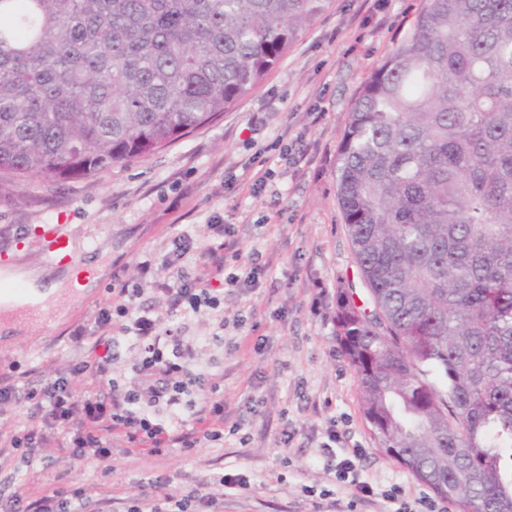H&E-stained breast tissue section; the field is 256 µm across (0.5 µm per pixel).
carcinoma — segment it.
I'll use <instances>...</instances> for the list:
<instances>
[{"mask_svg":"<svg viewBox=\"0 0 512 512\" xmlns=\"http://www.w3.org/2000/svg\"><path fill=\"white\" fill-rule=\"evenodd\" d=\"M327 0H0V189L145 159L252 93ZM336 193L366 300L336 342L382 451L512 512V0H424L361 88Z\"/></svg>","mask_w":512,"mask_h":512,"instance_id":"obj_1","label":"carcinoma"}]
</instances>
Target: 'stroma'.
<instances>
[{
  "label": "stroma",
  "instance_id": "1",
  "mask_svg": "<svg viewBox=\"0 0 512 512\" xmlns=\"http://www.w3.org/2000/svg\"><path fill=\"white\" fill-rule=\"evenodd\" d=\"M422 3L328 0L264 82L214 123L91 179L0 191V255L12 254L16 272L67 279V268L45 263L39 240L42 225L59 224L76 264L93 273L82 299L0 337V362H19L34 381L64 367L70 328L103 304L113 274L138 277L147 258L163 271L180 232L206 244L211 225L229 226L242 263L265 266L254 285H225L223 312L204 308L182 324L187 365L223 375L237 434L191 456L118 455L108 474L93 460L68 471L59 448H44L32 465L0 467V490L24 475L34 497L74 478L107 512H124L156 478L184 488L243 471L250 490L225 491L221 512H393L381 493L394 487L455 512L380 451L336 343L337 291L361 284L336 199L337 148L361 87ZM261 169L270 178L257 192ZM329 448L340 458L359 453L358 479L373 496L336 479Z\"/></svg>",
  "mask_w": 512,
  "mask_h": 512
}]
</instances>
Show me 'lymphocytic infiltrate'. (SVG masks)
<instances>
[{"instance_id":"f902f5d3","label":"lymphocytic infiltrate","mask_w":512,"mask_h":512,"mask_svg":"<svg viewBox=\"0 0 512 512\" xmlns=\"http://www.w3.org/2000/svg\"><path fill=\"white\" fill-rule=\"evenodd\" d=\"M233 242L220 241L199 253L195 276L170 264L160 283L170 316L182 317L201 308L219 309L223 300L224 260L238 258ZM139 278L115 279L109 297L99 308L93 326L75 325L69 340L79 354L64 370L39 384L23 383L18 363L0 373V409L15 403L28 409L27 423L0 438V456H20L32 463L39 448L58 441L68 467L94 459L110 465L115 450L130 454L145 450L164 454L173 449L191 452L223 440L228 415L220 378H213L202 401L188 405L184 397L198 379L189 370L179 328L160 329L147 310L139 308L143 286L154 280L151 260L139 262ZM134 335L140 359L138 378L128 386L112 380V332L118 319ZM164 404L163 416L149 414L150 406ZM152 496H137L126 512H211L217 498L203 487L171 488L157 480ZM0 512H99L80 486L48 485L36 498L24 488L0 494Z\"/></svg>"}]
</instances>
